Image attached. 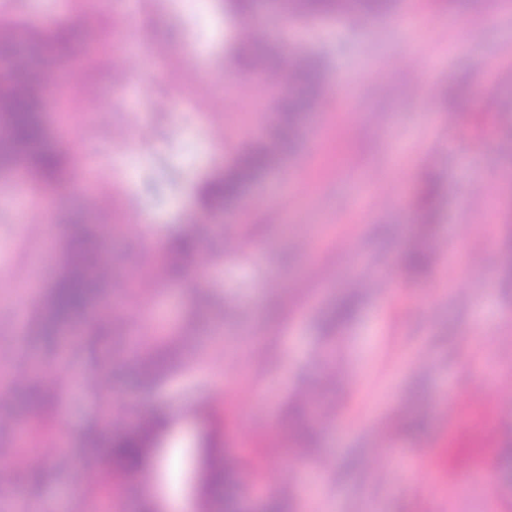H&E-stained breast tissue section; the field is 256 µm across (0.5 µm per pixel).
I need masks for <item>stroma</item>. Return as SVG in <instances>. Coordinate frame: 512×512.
Returning a JSON list of instances; mask_svg holds the SVG:
<instances>
[{
	"label": "stroma",
	"instance_id": "obj_1",
	"mask_svg": "<svg viewBox=\"0 0 512 512\" xmlns=\"http://www.w3.org/2000/svg\"><path fill=\"white\" fill-rule=\"evenodd\" d=\"M125 2L0 0V24L24 22L45 34L67 19L89 33L93 52L81 81L42 110L50 139L76 153L75 176L26 206L15 200L14 177L0 178V375L9 379L21 360L44 353L32 328L34 301L60 262L39 241L43 220L115 219L96 204L88 171L122 184L126 207L117 219L131 230L105 248L116 265L140 274L191 213V182L260 129L258 91L219 75L232 30L218 0H206L198 17L180 0H136L133 26L117 22ZM408 14L420 20L411 36L397 26ZM258 21L324 64L301 144L236 208L213 216L181 281L128 315L138 333L175 324L189 291L200 288L225 309L222 336L197 365L147 393L124 375L132 343L125 333L88 349L67 345L64 369L49 380L69 384L101 361L119 425H131L139 408L166 409V451L148 486L168 512L200 494L192 407L201 400L220 407L221 446L254 475L251 503L277 487L286 512H369L373 504L378 512H512V488L481 487L512 440V286L498 277L512 251V0H396L389 20L354 24L300 23L268 9ZM190 46L197 73L181 64ZM116 63L130 75L118 89ZM158 99L167 110H156ZM428 175L442 185L428 239L433 267L412 280L399 257L415 241ZM148 213L155 223L145 221ZM228 224L251 226L254 247L228 242ZM283 224L296 234L283 236ZM349 271L363 284L358 311L323 331L319 316L345 290ZM482 307L492 329L476 343L468 328ZM329 343L332 372L320 359ZM305 389L325 390L336 416L316 447L285 463L276 444L296 434L288 409ZM97 410L93 395L78 392L26 408L30 418L46 414L66 428L44 440L37 479L6 473L0 512H76L86 466L80 438ZM412 418L424 421L423 432H404ZM63 439L72 448L64 465L54 458Z\"/></svg>",
	"mask_w": 512,
	"mask_h": 512
}]
</instances>
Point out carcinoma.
<instances>
[{
  "instance_id": "cac0c4a2",
  "label": "carcinoma",
  "mask_w": 512,
  "mask_h": 512,
  "mask_svg": "<svg viewBox=\"0 0 512 512\" xmlns=\"http://www.w3.org/2000/svg\"><path fill=\"white\" fill-rule=\"evenodd\" d=\"M395 0H274L276 8L291 18L316 19L333 15L344 16L353 22L390 15ZM224 19L230 21L234 34L224 52V75L250 77L271 93L272 108L263 115V133L218 166L198 178L193 186L195 208L187 223L168 235L146 273L154 289L159 290L183 277V261L197 250V226L214 213L235 207L252 185L284 156L296 148L303 120L313 109L322 89V69L318 60L303 51L295 50L294 60L286 77H281L282 39L277 33L254 36L246 32L253 24L257 0H222ZM42 65L28 64L5 76H0V129L6 139L0 141V175L17 164L24 165L36 181L48 188L69 177L75 159L62 144L48 138L42 120L41 105L47 96L54 95L68 82L69 73L87 60L84 34L62 21L45 38L31 36ZM107 193L101 201L117 211L122 208V186L105 183ZM432 222L428 209L420 212V222L414 233L420 243L401 257V266L413 279L424 277L431 266V248L426 241ZM58 247L64 264L53 281L45 304L41 307L35 326L44 339L46 354L53 356V341L70 324L83 323V342L88 346L119 327L120 317L110 313L96 315L93 304L106 295L105 285L111 269L103 258L101 232L95 225L79 219L61 229ZM357 294L341 295L322 314L329 329L343 325L352 315ZM211 322L210 299L195 297L187 305L182 321L145 337L133 358L128 360L131 373L146 390L155 388L172 371L187 365L196 347L208 336L205 328ZM110 401L102 397L100 418L86 436L84 447L101 475L107 477L88 489L92 497L105 496L115 504L131 494H142V512H155V504L131 478L141 477L150 470L154 449L163 434V421L154 408L145 409L136 428L117 431L107 442L99 432L105 429ZM195 415L205 424L207 445L201 454L203 488L199 512H212V505L224 502V512H249L243 494L248 474L223 460L216 436L223 426L217 410L201 405ZM289 416L301 429L299 443L286 440L279 444L281 454L291 449L309 447L316 440V429L324 417L322 405L301 399Z\"/></svg>"
}]
</instances>
